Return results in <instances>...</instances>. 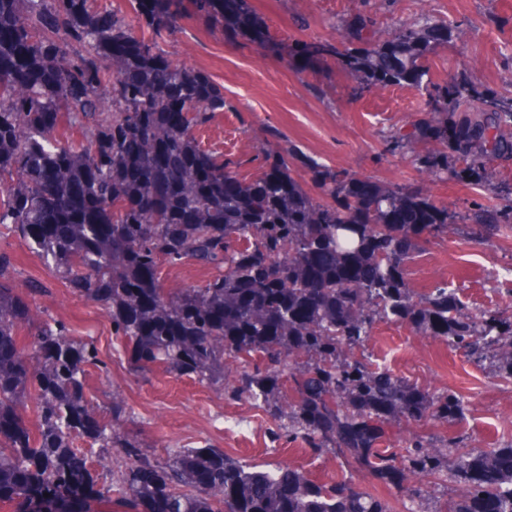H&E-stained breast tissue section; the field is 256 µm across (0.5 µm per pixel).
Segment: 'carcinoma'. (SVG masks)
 <instances>
[{"instance_id":"obj_1","label":"carcinoma","mask_w":512,"mask_h":512,"mask_svg":"<svg viewBox=\"0 0 512 512\" xmlns=\"http://www.w3.org/2000/svg\"><path fill=\"white\" fill-rule=\"evenodd\" d=\"M133 18L93 0H0V238L14 237L71 292L100 305L137 370L162 367L261 402L288 435L330 449L423 507L436 481L465 489L448 512H512V444L471 448L413 432L383 448L384 424L448 423L454 392L432 393L357 355L379 321L406 323L512 380V316L468 307L448 287L419 292L408 264L429 237L459 224L512 229V180L492 163L512 156V90L457 71L435 79L438 48L461 42L460 23L422 16L377 36L397 0H361L337 25L336 57L350 95L410 87L424 108L384 152L481 200L436 204L406 183L333 170L269 140L256 179L235 170L198 132L224 111V90L160 47L179 24L171 0H128ZM224 32L263 44L249 0H194ZM355 37L365 47L350 46ZM82 139L57 138L61 124ZM308 169L311 186L295 176ZM192 261L201 285L168 291L163 265ZM16 258L0 250V502L78 512L116 493L135 512H392L352 478L318 484L287 464L260 469L219 448H176L166 464L122 432L127 404L109 415L88 398L98 349L43 316L41 284L17 291ZM82 439L99 452L76 445Z\"/></svg>"}]
</instances>
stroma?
<instances>
[{
	"label": "stroma",
	"instance_id": "stroma-1",
	"mask_svg": "<svg viewBox=\"0 0 512 512\" xmlns=\"http://www.w3.org/2000/svg\"><path fill=\"white\" fill-rule=\"evenodd\" d=\"M250 3L266 23L268 47L244 39L224 40L205 19L189 12L163 44L175 63L206 71L224 88L226 106L202 132L204 146L219 147L241 161L242 173L257 176L258 145L272 133L280 145L295 146L320 163L379 183L414 184L441 205L461 207L473 198L470 188L432 181L403 158L383 154L384 136L407 125L423 108L417 90L387 87L356 100L335 58L291 57L296 43L335 41L336 21L350 19L358 0ZM491 12L504 19V27L486 23ZM425 14L467 25L465 56H458L452 45L440 48L429 59L433 76L448 75L463 65L476 82L494 88L512 79V0H398L393 14L381 17L380 24ZM302 17L309 19V30L297 27ZM0 248L15 255L17 282L37 280L44 285L38 298L41 310L64 320L74 336L95 343L103 366L88 370L89 398L104 411L111 393H119L130 411L125 433L147 446L158 461H165L172 448L211 446L265 469L280 463L301 468L321 484L349 473L361 489L387 493L384 483L351 471L343 457L316 455L302 441L276 435L275 421L259 404L227 399L223 385L233 381L237 362L226 361L224 381L214 385L160 369L133 373L102 307L73 295L17 239L0 238ZM408 279L416 290L445 284L470 306L512 315V231L484 238L458 232L430 239L410 262ZM364 356L420 388L450 390L462 397L464 410L453 421L423 423L416 427L420 431L438 438L458 435L474 448L512 442V382L441 340L418 334L404 323L380 322L365 344ZM416 428L408 423L389 426L388 445L401 444Z\"/></svg>",
	"mask_w": 512,
	"mask_h": 512
}]
</instances>
